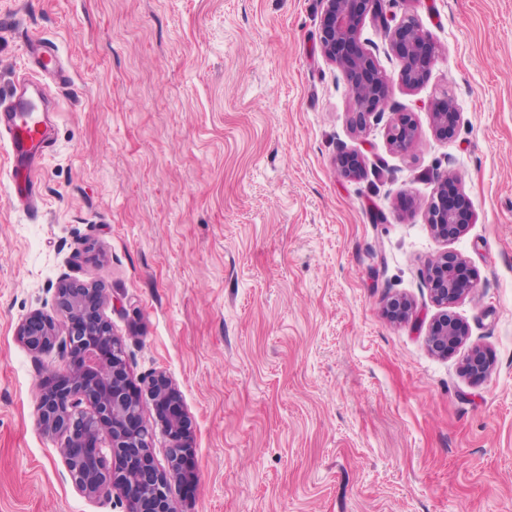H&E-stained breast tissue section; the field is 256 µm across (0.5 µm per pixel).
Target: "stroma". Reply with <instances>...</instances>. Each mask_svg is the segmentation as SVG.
I'll list each match as a JSON object with an SVG mask.
<instances>
[{"mask_svg": "<svg viewBox=\"0 0 512 512\" xmlns=\"http://www.w3.org/2000/svg\"><path fill=\"white\" fill-rule=\"evenodd\" d=\"M437 47L423 86L351 129L348 84L320 50L322 0H0V92L30 41L71 79L37 170L42 207L11 196L0 154V512H130L75 489L42 429L39 383L62 373L16 336L52 312L62 276L99 282L133 382L166 372L189 417L179 512H512V0H384ZM360 42L382 72L387 28ZM462 114L437 138L430 109ZM365 174L341 176L338 147ZM454 170L475 214L445 243L424 209ZM476 287L451 312L466 346L426 343L439 309L423 277L444 251ZM402 295L412 318L390 321ZM480 346L481 382L461 361ZM434 134L441 139L453 137L461 123V112L451 98L439 100L430 112ZM388 132V142L397 152H404L412 148L418 135V128L412 114L409 112H392Z\"/></svg>", "mask_w": 512, "mask_h": 512, "instance_id": "stroma-1", "label": "stroma"}]
</instances>
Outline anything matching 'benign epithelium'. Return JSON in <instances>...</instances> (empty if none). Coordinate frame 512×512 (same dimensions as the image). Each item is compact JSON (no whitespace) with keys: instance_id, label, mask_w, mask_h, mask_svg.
<instances>
[{"instance_id":"obj_1","label":"benign epithelium","mask_w":512,"mask_h":512,"mask_svg":"<svg viewBox=\"0 0 512 512\" xmlns=\"http://www.w3.org/2000/svg\"><path fill=\"white\" fill-rule=\"evenodd\" d=\"M320 20V49L348 82L355 131H366L368 119L384 113L391 80L379 69L374 55L359 45V23L366 15L388 25L383 0H324ZM391 48L399 69L398 83L417 89L428 79L436 58V46L419 21L409 16L392 30ZM434 134L453 137L461 123V112L451 98L435 103L431 112ZM418 128L409 112H393L388 142L397 152L413 147ZM340 175L357 178L363 174L361 156L354 150L336 154ZM432 234L445 242L468 229L473 213L469 209L461 178L448 171L438 177L434 195L425 208ZM425 277L433 302L444 309L430 324L427 342L442 357L450 348L467 339L464 323L448 314L455 304L475 287L466 272V260L445 251L428 260ZM109 303L105 289L77 284L61 278L54 291V313L35 312L16 330L19 341L32 353L54 348L65 360L66 370L40 386L37 412L44 431L60 441V453L75 489L98 497L118 491L131 501L132 512H177L171 495L172 483L183 477V467L191 452L190 423L183 413L181 395L163 371L132 383L123 346L112 333L104 316ZM386 314L394 321L413 316L406 299H391ZM464 371L483 380L489 375L484 352L471 350ZM151 402L156 420L146 425L142 418L143 399ZM168 442L167 465L154 456L155 430ZM109 437V447L99 442Z\"/></svg>"}]
</instances>
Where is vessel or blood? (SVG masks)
<instances>
[{
  "mask_svg": "<svg viewBox=\"0 0 512 512\" xmlns=\"http://www.w3.org/2000/svg\"><path fill=\"white\" fill-rule=\"evenodd\" d=\"M26 55L34 70L50 73L58 82L67 83L69 74L51 45L39 40L31 42ZM51 111L49 103L23 90L14 88L0 93V135L6 138L12 191L14 196L27 200L34 214L39 211L40 192L32 171L41 164L50 146Z\"/></svg>",
  "mask_w": 512,
  "mask_h": 512,
  "instance_id": "obj_1",
  "label": "vessel or blood"
}]
</instances>
